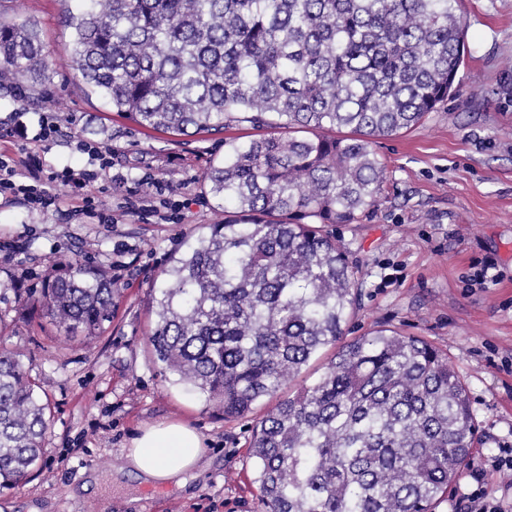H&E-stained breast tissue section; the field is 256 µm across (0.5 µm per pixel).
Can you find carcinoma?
I'll return each mask as SVG.
<instances>
[{"label": "carcinoma", "mask_w": 512, "mask_h": 512, "mask_svg": "<svg viewBox=\"0 0 512 512\" xmlns=\"http://www.w3.org/2000/svg\"><path fill=\"white\" fill-rule=\"evenodd\" d=\"M71 61L112 111L158 133L220 134L203 176L228 218L189 236L151 289L148 344L162 372L241 417L275 400L250 458L265 512H435L473 447L468 390L448 357L379 327L345 340L358 288L329 224L373 209L376 140L457 94L459 0H70ZM38 24L0 22V90L42 83ZM303 129L308 136L290 135ZM121 289L58 261L37 302L65 335L112 322ZM50 427L19 355L0 346V489L38 464ZM335 352L336 348L334 347L324 349L319 358L311 361L308 368L294 382L289 386H285L283 390L279 392V396L287 397L288 394H293L302 386L311 385L321 375L324 365L330 360Z\"/></svg>", "instance_id": "carcinoma-1"}]
</instances>
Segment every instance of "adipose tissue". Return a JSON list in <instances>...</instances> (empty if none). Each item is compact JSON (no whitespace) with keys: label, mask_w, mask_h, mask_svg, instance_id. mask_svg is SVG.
I'll return each mask as SVG.
<instances>
[{"label":"adipose tissue","mask_w":512,"mask_h":512,"mask_svg":"<svg viewBox=\"0 0 512 512\" xmlns=\"http://www.w3.org/2000/svg\"><path fill=\"white\" fill-rule=\"evenodd\" d=\"M202 441L183 424L160 423L132 439L127 466L156 486L187 484V474L202 459Z\"/></svg>","instance_id":"1"}]
</instances>
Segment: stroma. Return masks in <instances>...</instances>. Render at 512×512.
<instances>
[{
  "instance_id": "obj_1",
  "label": "stroma",
  "mask_w": 512,
  "mask_h": 512,
  "mask_svg": "<svg viewBox=\"0 0 512 512\" xmlns=\"http://www.w3.org/2000/svg\"><path fill=\"white\" fill-rule=\"evenodd\" d=\"M64 0H0V21L38 23L48 77L24 101L0 91V143L26 127V151L45 169H80L77 138L112 145L111 177L93 192L116 211L100 224L70 202L43 212L0 202V336L20 352L52 411L43 459L21 486L0 492V512H263L250 458L258 413L225 417L204 396L172 384L147 344L150 288L184 240L217 218L201 177L224 156L223 135L146 131L106 110L71 66ZM465 69L455 98L410 131L378 140L387 166L378 206L327 230L345 248L358 284L347 335L384 324L443 352L465 383L484 456L512 443V0H462ZM53 113L54 139L36 140ZM188 200L179 224L121 212L144 174ZM103 268L123 293L92 344L60 337L37 298L59 257ZM497 281L478 282L485 261ZM159 422L200 434L204 459L187 485L154 486L131 472L133 437Z\"/></svg>"
}]
</instances>
